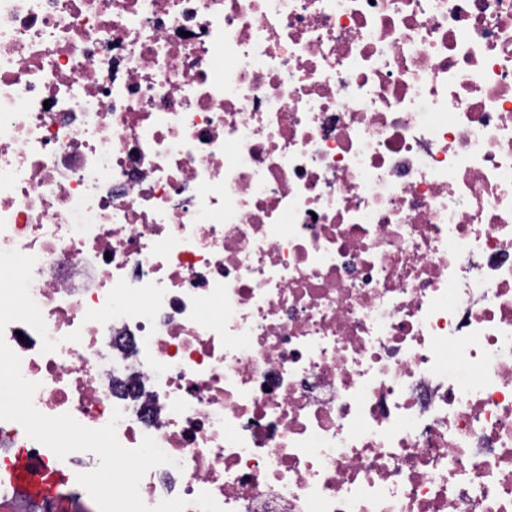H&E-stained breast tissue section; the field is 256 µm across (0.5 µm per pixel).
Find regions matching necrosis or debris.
<instances>
[{
  "mask_svg": "<svg viewBox=\"0 0 512 512\" xmlns=\"http://www.w3.org/2000/svg\"><path fill=\"white\" fill-rule=\"evenodd\" d=\"M10 249L146 505L512 512V0H0Z\"/></svg>",
  "mask_w": 512,
  "mask_h": 512,
  "instance_id": "4bbe7bcc",
  "label": "necrosis or debris"
}]
</instances>
